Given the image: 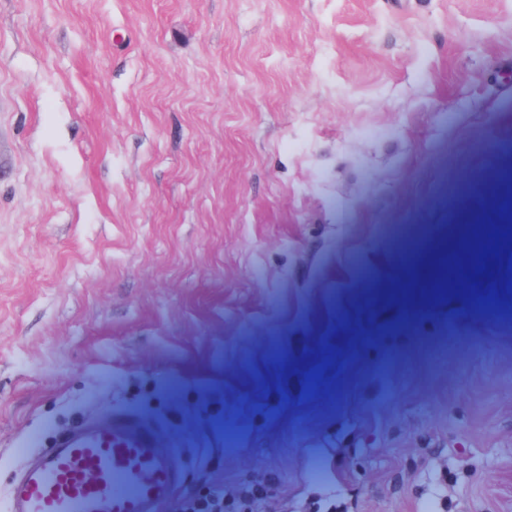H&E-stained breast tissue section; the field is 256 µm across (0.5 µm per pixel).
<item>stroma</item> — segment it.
Masks as SVG:
<instances>
[{"instance_id": "obj_1", "label": "stroma", "mask_w": 512, "mask_h": 512, "mask_svg": "<svg viewBox=\"0 0 512 512\" xmlns=\"http://www.w3.org/2000/svg\"><path fill=\"white\" fill-rule=\"evenodd\" d=\"M509 141L512 0H0V512L30 440L119 416L184 494L512 512L496 182L428 288ZM283 482L280 473L262 471L254 481L210 484L204 494L185 499L182 512H253V508L270 498Z\"/></svg>"}]
</instances>
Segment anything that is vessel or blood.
I'll use <instances>...</instances> for the list:
<instances>
[{
	"label": "vessel or blood",
	"mask_w": 512,
	"mask_h": 512,
	"mask_svg": "<svg viewBox=\"0 0 512 512\" xmlns=\"http://www.w3.org/2000/svg\"><path fill=\"white\" fill-rule=\"evenodd\" d=\"M183 458L130 419H90L37 452L8 488L10 512H160Z\"/></svg>",
	"instance_id": "b4317fda"
}]
</instances>
